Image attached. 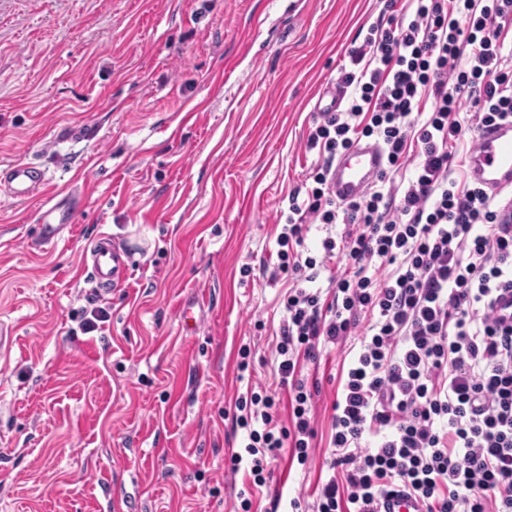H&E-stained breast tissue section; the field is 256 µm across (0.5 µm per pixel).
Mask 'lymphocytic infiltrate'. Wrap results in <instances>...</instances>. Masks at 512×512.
Instances as JSON below:
<instances>
[{
  "mask_svg": "<svg viewBox=\"0 0 512 512\" xmlns=\"http://www.w3.org/2000/svg\"><path fill=\"white\" fill-rule=\"evenodd\" d=\"M396 5L388 0L389 16L350 49L351 67L340 75L349 105L310 131L307 146L323 162L305 196L290 194L276 239L279 270L299 276L277 345L289 424L279 426L271 395L239 396L236 422L247 437L230 464L249 463L257 485L281 449L307 464L319 389L301 378L299 361L363 324L332 405L330 465L345 477L319 487L314 512H375L397 490L425 512H512V324L495 310L500 292L512 289V210L451 171L475 126L512 118V70L502 54L512 0ZM363 138L387 154L379 182L408 166L413 173L401 193L338 203L329 166ZM313 224L346 227L322 242L325 258L345 261L325 291L315 285L316 257L302 252ZM383 264L392 268L384 278Z\"/></svg>",
  "mask_w": 512,
  "mask_h": 512,
  "instance_id": "lymphocytic-infiltrate-1",
  "label": "lymphocytic infiltrate"
}]
</instances>
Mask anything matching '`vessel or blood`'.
Listing matches in <instances>:
<instances>
[{
  "mask_svg": "<svg viewBox=\"0 0 512 512\" xmlns=\"http://www.w3.org/2000/svg\"><path fill=\"white\" fill-rule=\"evenodd\" d=\"M477 147L466 161L467 175L473 186L493 195L512 192V120L481 126L476 131ZM387 167L382 147L374 141H357L333 161L330 168L331 190L340 202L362 199L376 177ZM45 184L43 170L20 164L0 170V196L15 201L30 199ZM96 292L108 291L125 268L123 255L108 235H99L85 261ZM377 512H422L414 498L391 494L378 503Z\"/></svg>",
  "mask_w": 512,
  "mask_h": 512,
  "instance_id": "b4317fda",
  "label": "vessel or blood"
}]
</instances>
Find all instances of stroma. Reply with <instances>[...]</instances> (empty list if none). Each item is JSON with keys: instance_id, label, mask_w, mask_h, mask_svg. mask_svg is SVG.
Here are the masks:
<instances>
[{"instance_id": "1", "label": "stroma", "mask_w": 512, "mask_h": 512, "mask_svg": "<svg viewBox=\"0 0 512 512\" xmlns=\"http://www.w3.org/2000/svg\"><path fill=\"white\" fill-rule=\"evenodd\" d=\"M385 4L0 0V170L49 178L45 196L0 201V512L311 506L359 336L299 364L319 385L307 466L279 460L262 487L231 471L234 404L261 388L288 422L276 217L318 161L319 92ZM52 204L73 225L33 248ZM102 233L126 271L96 294L81 255Z\"/></svg>"}]
</instances>
